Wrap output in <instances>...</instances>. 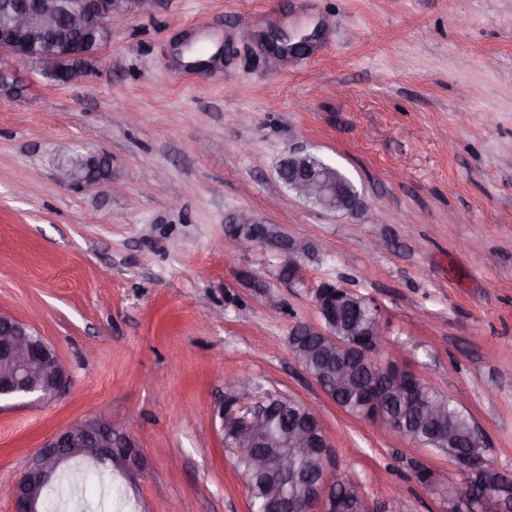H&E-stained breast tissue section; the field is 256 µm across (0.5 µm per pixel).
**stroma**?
<instances>
[{
  "label": "stroma",
  "instance_id": "1",
  "mask_svg": "<svg viewBox=\"0 0 512 512\" xmlns=\"http://www.w3.org/2000/svg\"><path fill=\"white\" fill-rule=\"evenodd\" d=\"M109 26L84 83L0 67L20 88L0 94V312L73 375L62 400L0 409V470L107 417L144 460L113 472L112 512H250L217 416L246 371L321 409L331 471L371 501L448 512L465 468L345 412L291 355L329 282L378 307L374 360L453 397L512 476V0H155ZM187 39L224 52L189 69ZM299 149L353 180L356 217L285 188ZM67 150L105 157L107 183L61 184ZM238 209L313 244L301 281L225 239Z\"/></svg>",
  "mask_w": 512,
  "mask_h": 512
}]
</instances>
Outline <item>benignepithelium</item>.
Returning a JSON list of instances; mask_svg holds the SVG:
<instances>
[{"label":"benign epithelium","instance_id":"obj_1","mask_svg":"<svg viewBox=\"0 0 512 512\" xmlns=\"http://www.w3.org/2000/svg\"><path fill=\"white\" fill-rule=\"evenodd\" d=\"M153 0H9L0 15V55L8 54L14 61L34 65L41 75L54 81L65 78L69 85L79 84L98 70L99 51L103 42L89 41L94 28L110 34L108 21L126 12H146ZM313 155L296 151L279 166L278 174L288 189L298 196L314 201L321 208L343 212L349 216L359 213L362 201L359 194L346 191L336 180L332 166L312 164ZM104 164L95 155L70 156L58 168L61 182L72 185H95L100 182ZM228 224H240L225 238L243 250L275 252L288 259L283 272L294 280H301L296 257L305 254L309 243L275 236L268 223L258 216L236 211L226 218ZM349 297L354 291L324 283L315 290L317 312ZM320 336L326 347L342 357L358 348L366 357L379 348L383 330L376 321L371 331L354 326L348 337L332 332V326L318 320L316 324H299L288 337V348H293L295 337ZM385 381L373 387L362 399L359 417L400 431V423L389 418L383 403L391 399H405L418 391L421 379L406 366L390 361L382 366ZM350 371L336 369L331 379L311 376L329 398L336 397V388L345 386ZM73 384L69 369L59 359L55 349L34 333L27 323L12 316L0 314V403L30 400L52 402L66 396ZM228 396L219 411L222 433L231 434L238 447L254 448L262 438L269 403L266 393L257 390L256 380L248 374L226 378ZM306 419L312 428H294L286 436L288 450L277 455H256L254 462L260 472L275 471L278 479L268 482L265 500L268 512H345L354 500H360L363 512H398L397 506L379 507L362 496L359 486L336 493L342 477L330 473L333 448L320 412L306 406ZM308 450L324 460L317 485L298 496L287 497L282 482L288 478L296 453ZM116 464L124 473L141 468L142 456L130 429L110 418L78 420L50 435L29 458L20 473L0 472V487L10 496L14 512H38L40 488L47 484L57 469L76 460ZM468 467L465 489L448 499V507L472 504L479 512H488L494 502L498 512H506L512 503V481L497 475L494 491L488 490L487 474L490 465L479 462V454L454 457Z\"/></svg>","mask_w":512,"mask_h":512}]
</instances>
